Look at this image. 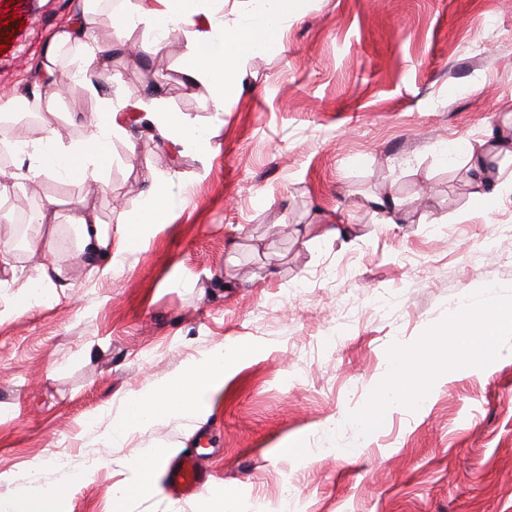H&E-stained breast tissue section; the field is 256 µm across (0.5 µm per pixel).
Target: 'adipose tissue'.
Segmentation results:
<instances>
[{
  "instance_id": "ef3b65f1",
  "label": "adipose tissue",
  "mask_w": 512,
  "mask_h": 512,
  "mask_svg": "<svg viewBox=\"0 0 512 512\" xmlns=\"http://www.w3.org/2000/svg\"><path fill=\"white\" fill-rule=\"evenodd\" d=\"M195 4L196 0H150L149 4L137 6L135 12L114 14L110 20L122 25L134 21L135 17H146L158 33L155 45L161 51L167 45L164 29L171 24H190L196 13ZM295 10L296 0H258L257 7L247 10L239 24L220 21L214 23L212 30L193 32L184 56L185 72L193 78L214 81L212 103L215 108H223L227 97L236 91L242 59L279 41L285 23ZM97 14V0H89L80 20L53 37L43 61L46 73H54L57 50L65 45L78 50L84 65L95 63L98 46L91 29ZM117 117L114 102L104 101L92 117L89 137L82 140H62L52 126L47 127L45 136L38 140L29 139L24 129H16L13 142L26 149L30 163L24 169L0 170V198L10 196L22 182L43 176L77 182L99 180L112 163V139L123 132ZM170 209L166 187L157 184L151 189L147 206L122 224L102 223L95 210L82 200L74 202L71 221L78 230L81 253L95 272L106 276L111 273L115 259L113 242L140 247L151 228L167 225ZM481 308L482 322H470L462 315L454 320L460 361H486L498 354L502 338L512 335L511 300L495 305L485 302ZM255 350L252 344H236L223 356L205 355L186 364L177 374L127 394L119 413L99 433V441L113 444L118 435L160 424L175 416L198 415L206 408L210 393L223 384L225 372ZM427 360L428 350L421 344L400 343L390 351L383 383L361 414L363 427L379 422L390 402L402 399L398 387L401 378L419 376V389L413 400L426 401L432 376ZM20 486L21 493L0 500V512H65L69 495L67 481L34 485L24 480Z\"/></svg>"
}]
</instances>
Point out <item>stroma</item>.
<instances>
[{
  "instance_id": "1",
  "label": "stroma",
  "mask_w": 512,
  "mask_h": 512,
  "mask_svg": "<svg viewBox=\"0 0 512 512\" xmlns=\"http://www.w3.org/2000/svg\"><path fill=\"white\" fill-rule=\"evenodd\" d=\"M14 2L0 27V103L43 90L45 48L83 0ZM91 75L108 83L57 103L68 138L89 135L104 100H158L211 135L209 151L130 124L103 182L42 178L0 201L44 207L62 288L5 314L35 274L19 227L0 223V497L8 476L62 479L55 459L100 462L73 484L68 512H512V337L487 363L437 376L369 433L354 419L389 349L434 337L455 363L451 322L474 289L512 296V0H299L279 42L247 57L223 109L186 77L190 32L155 52L143 24L93 27ZM500 189L473 199L474 164ZM173 199L169 224L93 277L69 220L83 199L106 223L139 213L151 183ZM246 341L202 414L94 444L125 395L190 358ZM217 449L200 494L174 499L165 475L117 501L144 449L167 458Z\"/></svg>"
}]
</instances>
